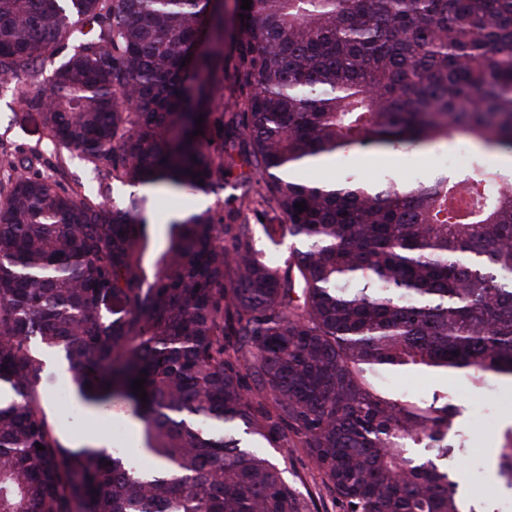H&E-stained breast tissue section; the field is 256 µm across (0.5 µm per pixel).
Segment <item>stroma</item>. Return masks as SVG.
<instances>
[{"mask_svg": "<svg viewBox=\"0 0 512 512\" xmlns=\"http://www.w3.org/2000/svg\"><path fill=\"white\" fill-rule=\"evenodd\" d=\"M14 84L11 78L0 81V141H5L10 149L19 151L39 146L41 157L38 168L42 173H52L56 150L49 140L44 139L36 114L30 112L15 96ZM412 153L408 149L402 151L400 165L393 167L387 163L369 164L366 161L367 151L353 149L332 165L312 166L299 171L298 177L308 182H333L353 173L375 183L391 172L398 180L406 181L412 175ZM214 203L215 198L211 195L200 199L157 191L152 211L154 222L147 229L149 244L143 257L145 268L153 269L158 252L164 245L168 216L198 205L209 207ZM48 367L53 382L45 389L42 406L57 439L64 447L77 446L95 436L104 437L110 442L118 435L123 437L125 447H142V424L131 414L125 399L112 398L105 407L87 403L79 397L69 372L54 360L49 361ZM389 384L399 393L429 396L435 392H445L452 396L456 414L448 441L454 450L447 469L451 480L457 484L458 497L466 512H512V492L501 493L504 480L498 474L496 463L486 452L487 446L501 445L505 432L504 418L512 414V393L505 391L502 377L487 375L484 383L476 387L464 376L455 373L416 371L390 374ZM61 387L66 388L69 394L73 414H66L56 400V392ZM265 454L284 469L286 478L302 475L307 490H318L321 478L303 449L269 448Z\"/></svg>", "mask_w": 512, "mask_h": 512, "instance_id": "obj_1", "label": "stroma"}]
</instances>
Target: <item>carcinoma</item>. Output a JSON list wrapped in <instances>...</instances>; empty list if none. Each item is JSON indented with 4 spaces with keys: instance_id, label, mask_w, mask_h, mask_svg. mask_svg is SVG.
<instances>
[{
    "instance_id": "cac0c4a2",
    "label": "carcinoma",
    "mask_w": 512,
    "mask_h": 512,
    "mask_svg": "<svg viewBox=\"0 0 512 512\" xmlns=\"http://www.w3.org/2000/svg\"><path fill=\"white\" fill-rule=\"evenodd\" d=\"M241 5L226 63L222 0H0V80L29 64L17 92L47 137L108 166L95 199L62 154L55 177L0 160V512H319L263 445L304 449L341 512H463L409 453L448 454L454 405L386 379H512V186L294 172L457 129L512 154V0ZM114 181L234 193L172 219L149 275L148 196L110 206ZM48 354L83 399L132 404L154 469L60 444ZM498 468L512 484V432Z\"/></svg>"
}]
</instances>
